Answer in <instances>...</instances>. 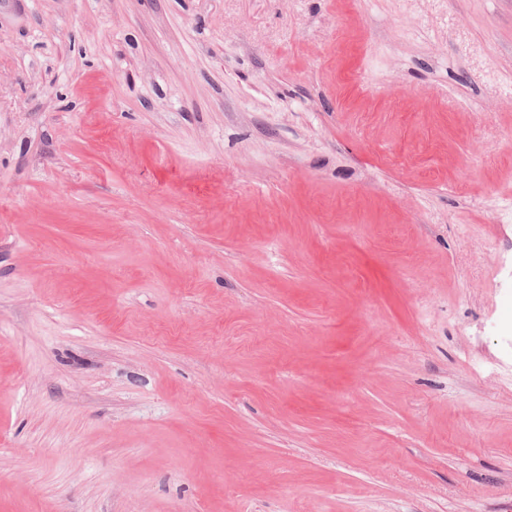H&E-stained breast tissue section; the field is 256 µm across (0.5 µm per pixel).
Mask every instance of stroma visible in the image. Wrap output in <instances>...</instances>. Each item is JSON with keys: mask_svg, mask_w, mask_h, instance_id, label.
<instances>
[{"mask_svg": "<svg viewBox=\"0 0 512 512\" xmlns=\"http://www.w3.org/2000/svg\"><path fill=\"white\" fill-rule=\"evenodd\" d=\"M0 512H512V0H0Z\"/></svg>", "mask_w": 512, "mask_h": 512, "instance_id": "obj_1", "label": "stroma"}]
</instances>
